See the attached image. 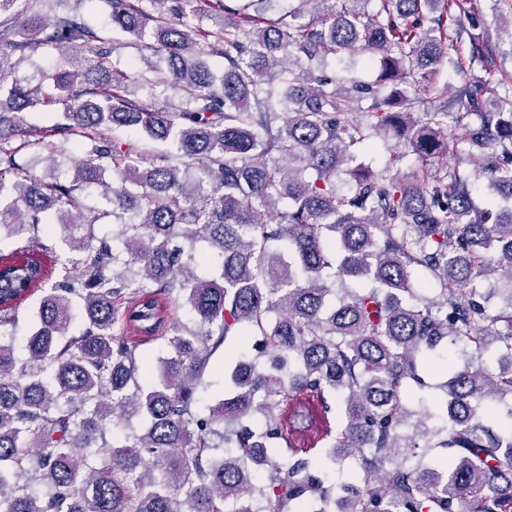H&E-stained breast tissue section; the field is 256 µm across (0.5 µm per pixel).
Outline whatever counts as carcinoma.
Returning <instances> with one entry per match:
<instances>
[{
  "label": "carcinoma",
  "mask_w": 512,
  "mask_h": 512,
  "mask_svg": "<svg viewBox=\"0 0 512 512\" xmlns=\"http://www.w3.org/2000/svg\"><path fill=\"white\" fill-rule=\"evenodd\" d=\"M34 2L0 0V259L22 266L0 278V326L46 277L35 227L60 225L71 257L42 289L28 356L0 337V512H512V206L498 202L512 199V80L471 0H107L112 26L151 28L167 62L131 73L112 69L104 30ZM308 4L319 20L300 21ZM451 27L484 71L457 70L453 95L466 161L494 190L483 208L448 165L435 105ZM73 44L83 57L52 82L16 76L15 53ZM132 83L185 105L143 104ZM38 104L60 120L15 143ZM110 125L171 142L184 167ZM389 132L419 165L393 170L397 150L378 174L357 162ZM76 153L74 176H55ZM92 186L120 251L80 211ZM216 259L215 276L195 273ZM75 298L84 328L69 336ZM162 300L194 322L166 323ZM220 351L224 391L205 404Z\"/></svg>",
  "instance_id": "obj_1"
}]
</instances>
